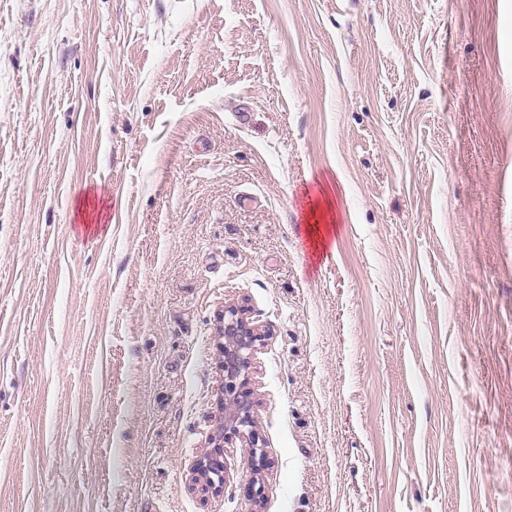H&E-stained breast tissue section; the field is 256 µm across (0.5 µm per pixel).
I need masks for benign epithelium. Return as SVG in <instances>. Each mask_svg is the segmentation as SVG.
Returning <instances> with one entry per match:
<instances>
[{
    "label": "benign epithelium",
    "instance_id": "1",
    "mask_svg": "<svg viewBox=\"0 0 512 512\" xmlns=\"http://www.w3.org/2000/svg\"><path fill=\"white\" fill-rule=\"evenodd\" d=\"M217 335L224 367V428L211 436V449L191 466L192 485L203 493H217L224 472V443L232 438L245 442L256 474L267 466L256 430H247L253 418L255 401L249 385L252 365L268 331L255 324L243 304L229 305L218 314Z\"/></svg>",
    "mask_w": 512,
    "mask_h": 512
}]
</instances>
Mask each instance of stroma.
I'll list each match as a JSON object with an SVG mask.
<instances>
[{
  "mask_svg": "<svg viewBox=\"0 0 512 512\" xmlns=\"http://www.w3.org/2000/svg\"><path fill=\"white\" fill-rule=\"evenodd\" d=\"M0 512H512V0H0ZM244 304L229 305L218 314L217 335L224 367V428L210 438L211 449L202 454L191 466L192 485L202 493H218L223 482L224 443L238 438L251 448L250 457L256 474L260 475L267 466V459L260 449L258 432L250 427L255 401L249 385L252 365L259 348L263 345L268 331L255 324L248 315ZM229 407V408H228Z\"/></svg>",
  "mask_w": 512,
  "mask_h": 512,
  "instance_id": "obj_1",
  "label": "stroma"
}]
</instances>
